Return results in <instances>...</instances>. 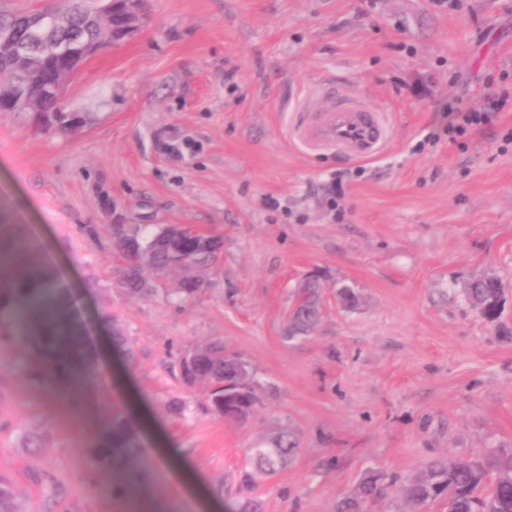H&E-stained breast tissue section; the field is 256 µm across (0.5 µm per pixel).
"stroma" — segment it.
<instances>
[{
    "label": "stroma",
    "instance_id": "1",
    "mask_svg": "<svg viewBox=\"0 0 512 512\" xmlns=\"http://www.w3.org/2000/svg\"><path fill=\"white\" fill-rule=\"evenodd\" d=\"M145 12L68 84L70 109L90 117L81 133L35 134L29 113L0 112V224L24 225L75 297L99 418H135L133 389L160 422L140 434L155 463L145 485H117L92 452L97 422L67 412L39 350L2 317L0 476L21 512H129L146 487L169 512H204L157 463L164 437L221 512L254 495L265 512H335L368 472L403 479L434 458L511 451L512 145L500 134L512 98L462 142L420 139L444 130L447 105L512 94V0H145ZM327 81L389 113L385 152L350 161L290 139L302 93ZM109 224L223 236L210 287L181 301L170 275L128 294ZM484 276L507 286L491 324L464 297ZM310 277L319 320L292 338ZM342 286L356 307L337 301ZM113 316L135 351L129 388L110 368ZM216 340L255 371L247 422L213 414L206 386L181 380L175 352ZM279 428L301 450L250 490L248 451Z\"/></svg>",
    "mask_w": 512,
    "mask_h": 512
}]
</instances>
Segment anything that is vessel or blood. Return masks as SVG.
Here are the masks:
<instances>
[{
  "label": "vessel or blood",
  "mask_w": 512,
  "mask_h": 512,
  "mask_svg": "<svg viewBox=\"0 0 512 512\" xmlns=\"http://www.w3.org/2000/svg\"><path fill=\"white\" fill-rule=\"evenodd\" d=\"M290 138L310 152L330 151L349 159L380 155L391 137L384 110L325 83L301 97Z\"/></svg>",
  "instance_id": "vessel-or-blood-1"
}]
</instances>
